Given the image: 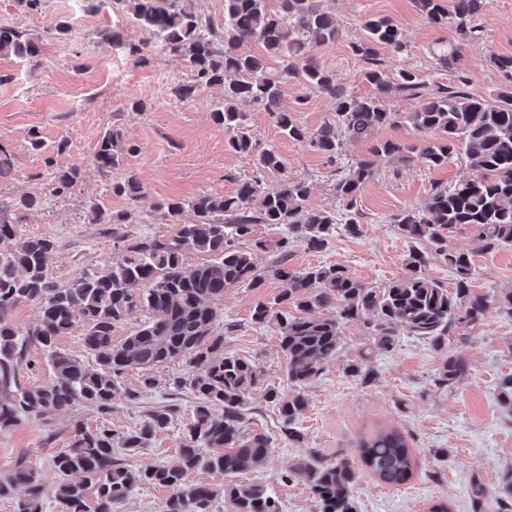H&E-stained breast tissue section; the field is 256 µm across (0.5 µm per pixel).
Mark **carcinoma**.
<instances>
[{"label":"carcinoma","instance_id":"cac0c4a2","mask_svg":"<svg viewBox=\"0 0 512 512\" xmlns=\"http://www.w3.org/2000/svg\"><path fill=\"white\" fill-rule=\"evenodd\" d=\"M270 2L224 0V28L216 29L196 11L194 0H114L117 11L140 27L145 38L126 42L115 28L106 38L136 61L157 47L182 59L194 80L172 88L180 101L222 86L224 97L214 105L212 118L224 127L228 148L254 157L259 170L281 172L286 162L273 146L257 149L248 117L252 105L267 112L282 134L308 144L330 162L336 161L346 142L368 139L384 127L407 122L420 136L419 144L378 141L371 147V159L351 163L336 178V197L346 212L344 229L351 235L363 232L358 197L373 175L375 160L411 161L418 156L428 167L438 168L456 157L466 162L471 174L434 188L424 207L397 216V230L410 249L404 274L379 291L338 264L300 271L284 262L267 270L258 266L256 249H274L282 255L296 242L321 251L336 231V213L308 207L311 186L298 178H284L272 192L265 191L259 180L249 179L239 181L231 196L203 193L189 201L170 199L160 206L167 223L175 226L168 239H143L129 247L122 261L83 273L66 286L54 279L48 266L53 241L19 239L16 225L0 216V241L18 239L14 250L0 253V430L17 425L30 413L48 415L77 403L107 413L115 401L137 397L119 381L126 370H141L143 386L153 387L157 379L152 372L175 360L182 361L185 370L168 380V389L196 396L176 455L165 464L131 469L121 456L147 447L159 430L169 426L168 406L150 411L139 428L119 438L104 426L77 427L70 448L52 459L64 476L56 489L62 512H120L140 486L169 490L163 512H216L220 497L232 512H280L278 501L261 484L226 485L220 490L190 480L198 470L226 476L244 473L270 451L266 436L243 432L245 410L253 392L262 389L263 372L256 363L224 351L217 303L228 288L258 291L269 275L282 284L277 294L256 302L251 321L278 331L285 373L295 390L286 397L262 389L263 398L277 407L281 432L293 442L302 438L298 420L308 406L305 388L336 357L342 324L373 318V343L347 366L351 377L366 383L372 375L368 358L391 352L399 327L441 350L448 347L453 330L483 320L494 305L512 315V291L490 297L472 290L473 256L512 249V55H490L504 78L490 101L471 96L461 82L430 90L416 71L400 69L392 75L384 67L379 46L400 54L407 45L390 18L371 16L363 22L364 37L351 45L366 63L361 78L371 93L353 95L336 84L334 74L313 55L338 39L336 16L318 0H276L274 7ZM442 2L414 0L426 22L454 28L458 44L443 45L436 53V59L448 66L459 61L460 44L477 43L481 0H453L451 10ZM245 42L259 44L261 51L238 52ZM38 51L37 42L23 31L0 28V54L32 57ZM291 80L334 101V112L318 128L302 125L295 113L281 106L282 86ZM396 95L421 97L424 104L403 119L383 106L385 98ZM134 150L121 130L112 129L98 141L93 162L106 175ZM78 175L76 168L58 169L49 192L62 195ZM112 193L134 204L143 185L129 173L112 183ZM187 211L194 216L191 223L184 219ZM92 213L94 224L132 223L129 210L95 207ZM256 224L285 225L288 235L272 244L258 241L251 248L245 241ZM464 228L474 231L471 250H448V235ZM424 241L453 271V288L427 274L428 256L417 248ZM188 249L208 260L186 266ZM23 303L39 309L33 328H19L10 319L11 310ZM319 309L330 315L310 317ZM138 311L145 316L139 329L115 341L116 325ZM78 326L84 327L83 353L60 349L58 338ZM32 345L43 350L55 379L28 388L18 382L17 369ZM88 358L93 364L86 363ZM468 369L463 358L449 356L437 380L450 385ZM499 401L512 410L511 372L500 378ZM358 451L364 467L387 485H401L413 476L408 445L399 432L380 431L361 440ZM73 475L78 479H71ZM295 478L309 488L318 512H356L351 496L356 470L350 461L330 463L311 454L285 476ZM0 498L14 500L15 512H42L37 473L18 463L10 475L0 477Z\"/></svg>","mask_w":512,"mask_h":512}]
</instances>
